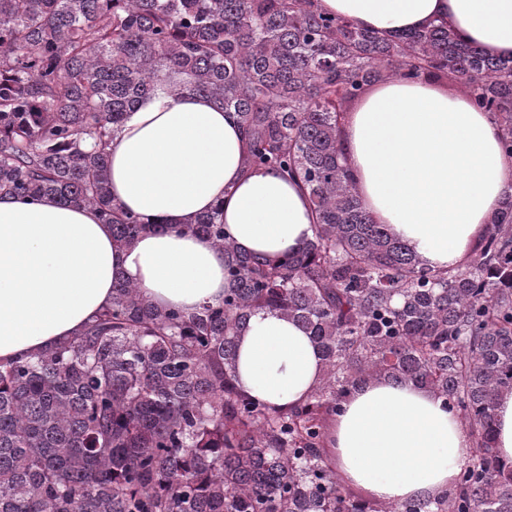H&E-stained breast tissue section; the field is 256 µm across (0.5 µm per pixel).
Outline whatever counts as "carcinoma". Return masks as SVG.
<instances>
[{"label":"carcinoma","mask_w":512,"mask_h":512,"mask_svg":"<svg viewBox=\"0 0 512 512\" xmlns=\"http://www.w3.org/2000/svg\"><path fill=\"white\" fill-rule=\"evenodd\" d=\"M395 78L456 85L512 160V60L444 24L367 30L317 0H0V197L92 209L134 242L151 223L113 204L109 149L163 84L235 113L246 166L287 172L314 216L312 239L274 262L226 237L221 208L179 224L224 253L222 305L186 314L118 282L79 335L0 365V512H512V464L494 448L512 392V194L453 269L375 223L340 125ZM261 310L321 353L319 385L291 408L237 385V339ZM382 377L470 426L475 459L433 500L372 501L332 465L341 400Z\"/></svg>","instance_id":"carcinoma-1"}]
</instances>
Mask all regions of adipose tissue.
<instances>
[{
	"label": "adipose tissue",
	"instance_id": "1",
	"mask_svg": "<svg viewBox=\"0 0 512 512\" xmlns=\"http://www.w3.org/2000/svg\"><path fill=\"white\" fill-rule=\"evenodd\" d=\"M380 32L446 24L488 54L512 58V0H318ZM355 190L376 223L434 269L463 264L506 195L512 161L490 113L456 85L394 79L365 90L340 133ZM246 138L209 98L164 90L129 112L112 143V198L153 227L130 245L90 209L0 199V362L73 336L125 280L186 313L224 301V255L180 224L215 207L241 250L277 260L314 233L307 193L274 169L244 165ZM322 375L317 347L278 313L253 314L238 338L237 383L273 408L303 402ZM340 479L379 502L446 493L472 440L443 400L410 383L352 389L332 427Z\"/></svg>",
	"mask_w": 512,
	"mask_h": 512
}]
</instances>
